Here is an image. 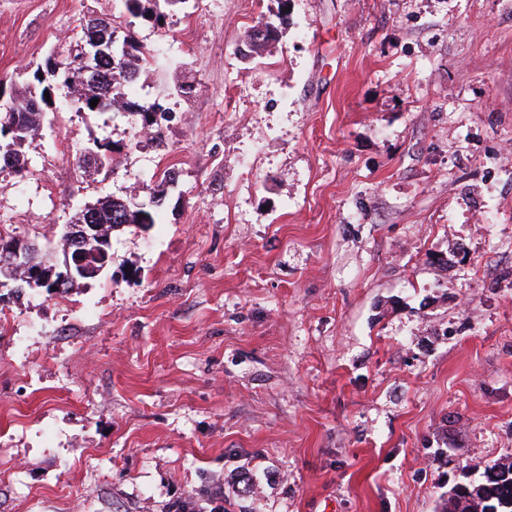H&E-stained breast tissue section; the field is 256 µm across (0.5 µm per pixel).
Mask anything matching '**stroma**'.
<instances>
[{
    "label": "stroma",
    "instance_id": "stroma-1",
    "mask_svg": "<svg viewBox=\"0 0 512 512\" xmlns=\"http://www.w3.org/2000/svg\"><path fill=\"white\" fill-rule=\"evenodd\" d=\"M144 6L0 0V94L109 16L170 111H47L0 172V233L58 257L165 189L105 273L0 302V512H440L512 461V0ZM277 19L279 23L270 18L262 19L247 30L243 45L246 47L248 54H258L271 40L277 38L280 32V25L284 24V18L277 16ZM123 201L122 199L113 197L104 198L94 204L84 206V208L77 213L75 222L68 225V235L71 239L82 243L93 236H100L102 228L98 224H106L103 231L106 234L110 233L111 237L112 232L124 224H138L137 217L134 214L127 215L124 213ZM62 237L65 241L63 252V259L65 261L68 254L72 255L76 245L69 237L64 235ZM81 248L85 254V258L88 260V265L100 267L102 265L101 263L106 260L107 269L112 264L111 244L104 246L98 239L93 238L82 243ZM103 248L106 249V252L103 251Z\"/></svg>",
    "mask_w": 512,
    "mask_h": 512
}]
</instances>
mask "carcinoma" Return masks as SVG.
<instances>
[{"label": "carcinoma", "mask_w": 512, "mask_h": 512, "mask_svg": "<svg viewBox=\"0 0 512 512\" xmlns=\"http://www.w3.org/2000/svg\"><path fill=\"white\" fill-rule=\"evenodd\" d=\"M284 19L261 20L247 30L243 45L248 53H259L270 41L277 38ZM112 21L96 17L80 22L74 35L75 43L69 55L62 60L49 56L45 67L38 68L33 81L26 89L16 92L9 100L0 102V157L11 155L15 163L10 170L16 173L27 171L29 159L19 150L27 138L36 136L42 129L45 109L50 106L44 93L55 95V90L63 86L70 90L71 101L77 109L89 112H112L123 110L141 115L144 125H150L154 107L145 108L132 99L131 80L137 73L138 62L144 60L147 51L130 34L122 41L114 37ZM98 99L96 106L90 101ZM108 159L106 154L86 148L75 155L76 163L83 168L103 167L98 157ZM103 224L104 232L111 233L125 224L138 223L133 214H125L123 200L104 198L86 205L77 213L75 223ZM88 264L99 267L101 263L112 264V245H104L93 238L81 245ZM35 257L43 267L45 283L41 287L49 290H68L74 279L62 277L52 259L41 255V249L33 246ZM24 272L12 268L11 255L0 251V280L11 283L23 281ZM490 470L509 475V481L498 491V512H512V463H496ZM442 512H485L483 489L479 483L469 484L466 494L456 488L448 491V500Z\"/></svg>", "instance_id": "cac0c4a2"}]
</instances>
